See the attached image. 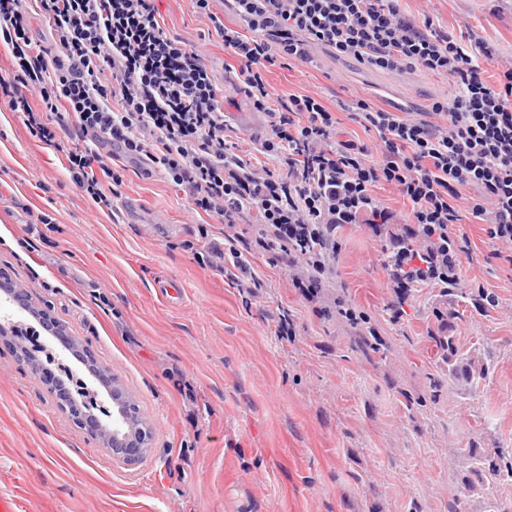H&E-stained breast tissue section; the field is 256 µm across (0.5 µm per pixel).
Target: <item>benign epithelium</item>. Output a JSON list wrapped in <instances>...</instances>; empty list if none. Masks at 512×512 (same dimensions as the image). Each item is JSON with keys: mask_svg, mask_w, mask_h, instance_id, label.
Masks as SVG:
<instances>
[{"mask_svg": "<svg viewBox=\"0 0 512 512\" xmlns=\"http://www.w3.org/2000/svg\"><path fill=\"white\" fill-rule=\"evenodd\" d=\"M0 292L12 306L29 312L50 335H66L58 319L48 308L38 306L26 288L1 278ZM92 377L112 391L113 411L106 414V419L93 418L68 403L59 404V408L78 427L100 438L113 460L134 464L152 447L151 425L141 417L136 397L121 390L117 377L109 367L93 363Z\"/></svg>", "mask_w": 512, "mask_h": 512, "instance_id": "1", "label": "benign epithelium"}]
</instances>
